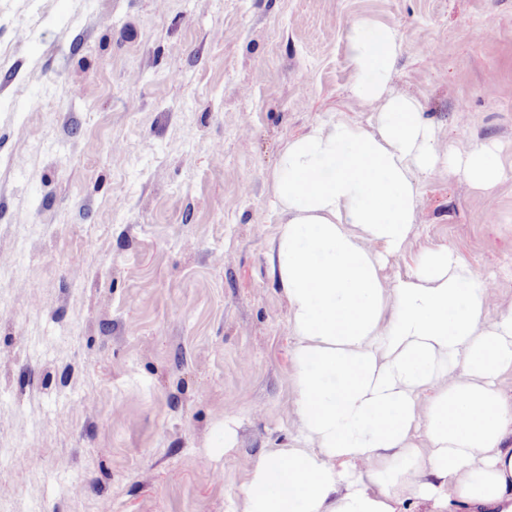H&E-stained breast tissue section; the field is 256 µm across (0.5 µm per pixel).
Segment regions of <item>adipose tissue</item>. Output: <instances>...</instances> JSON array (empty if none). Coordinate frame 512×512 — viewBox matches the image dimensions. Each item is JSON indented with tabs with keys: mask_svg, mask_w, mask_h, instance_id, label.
Masks as SVG:
<instances>
[{
	"mask_svg": "<svg viewBox=\"0 0 512 512\" xmlns=\"http://www.w3.org/2000/svg\"><path fill=\"white\" fill-rule=\"evenodd\" d=\"M347 39L351 91L373 104L375 129L316 126L288 141L272 174L284 219L270 258L297 338L302 444L257 462L241 512H395L403 495L439 512L452 498L512 512V402L497 385L512 372V309L486 321L488 282L448 250L390 287L379 255L412 229L416 175L447 161L489 192L504 168L488 146L450 153L393 89L394 27L358 21Z\"/></svg>",
	"mask_w": 512,
	"mask_h": 512,
	"instance_id": "obj_1",
	"label": "adipose tissue"
}]
</instances>
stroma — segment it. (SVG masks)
Listing matches in <instances>:
<instances>
[{
  "mask_svg": "<svg viewBox=\"0 0 512 512\" xmlns=\"http://www.w3.org/2000/svg\"><path fill=\"white\" fill-rule=\"evenodd\" d=\"M394 26L440 164L386 283L449 249L512 307V0H0V512H237L297 444L269 253L288 140L343 121L347 32ZM29 438L31 452L19 448ZM86 485L74 496V486Z\"/></svg>",
  "mask_w": 512,
  "mask_h": 512,
  "instance_id": "1",
  "label": "stroma"
}]
</instances>
